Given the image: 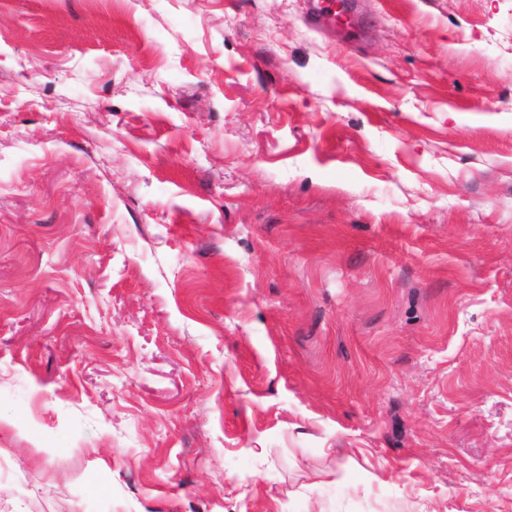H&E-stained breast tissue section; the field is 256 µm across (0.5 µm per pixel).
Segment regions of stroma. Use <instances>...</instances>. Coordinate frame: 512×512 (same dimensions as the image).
Segmentation results:
<instances>
[{
	"label": "stroma",
	"instance_id": "1",
	"mask_svg": "<svg viewBox=\"0 0 512 512\" xmlns=\"http://www.w3.org/2000/svg\"><path fill=\"white\" fill-rule=\"evenodd\" d=\"M0 0V512H512V0Z\"/></svg>",
	"mask_w": 512,
	"mask_h": 512
}]
</instances>
